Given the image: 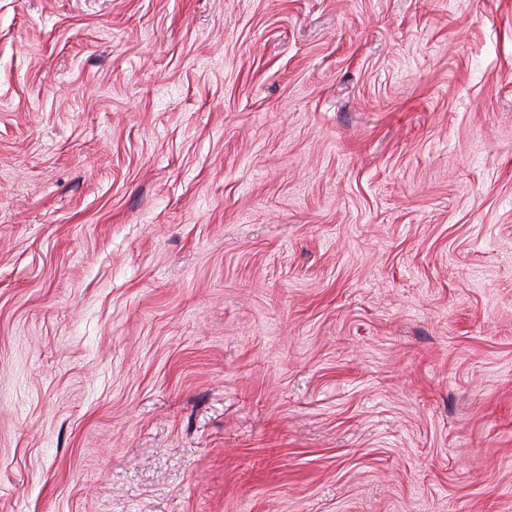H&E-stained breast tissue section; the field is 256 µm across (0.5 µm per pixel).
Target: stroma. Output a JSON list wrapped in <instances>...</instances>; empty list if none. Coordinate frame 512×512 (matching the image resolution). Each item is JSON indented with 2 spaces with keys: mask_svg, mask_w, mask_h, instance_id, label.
<instances>
[{
  "mask_svg": "<svg viewBox=\"0 0 512 512\" xmlns=\"http://www.w3.org/2000/svg\"><path fill=\"white\" fill-rule=\"evenodd\" d=\"M0 512H512V0H0Z\"/></svg>",
  "mask_w": 512,
  "mask_h": 512,
  "instance_id": "1",
  "label": "stroma"
}]
</instances>
